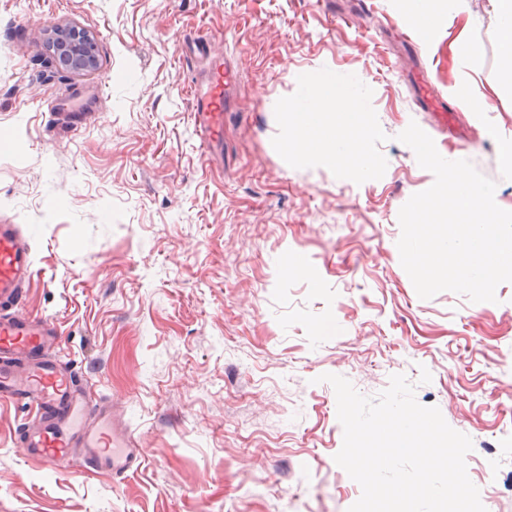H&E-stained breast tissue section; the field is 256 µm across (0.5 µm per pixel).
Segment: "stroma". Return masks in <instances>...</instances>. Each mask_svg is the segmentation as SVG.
<instances>
[{"label":"stroma","instance_id":"1","mask_svg":"<svg viewBox=\"0 0 512 512\" xmlns=\"http://www.w3.org/2000/svg\"><path fill=\"white\" fill-rule=\"evenodd\" d=\"M402 15L403 0H0V221L34 231L22 305L58 320L59 358L144 454L115 479L44 473L18 449L27 407L0 403V512H348L362 490L334 461L327 373L368 396L406 376L471 438L487 512H512V283L493 303L423 299L397 248L401 207L434 182L397 139L413 122L512 211L499 18L464 0L424 35ZM59 27L94 34L97 71L56 65ZM461 38L473 57L453 54ZM213 57L233 73L220 164L192 112ZM323 72L361 81L365 177L282 150L286 106ZM466 79L489 111L457 96Z\"/></svg>","mask_w":512,"mask_h":512}]
</instances>
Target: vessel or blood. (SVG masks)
<instances>
[{"instance_id": "1", "label": "vessel or blood", "mask_w": 512, "mask_h": 512, "mask_svg": "<svg viewBox=\"0 0 512 512\" xmlns=\"http://www.w3.org/2000/svg\"><path fill=\"white\" fill-rule=\"evenodd\" d=\"M224 79L222 65H215L206 89L194 94L193 119L207 157L224 150ZM33 274L25 226L0 222V399L26 402L35 414L19 437L20 449L48 473L68 464L79 472L124 475L141 464L143 450L131 432L116 426L110 404L45 359V351L61 348L62 331L51 318L22 309ZM23 359L28 371L15 376L11 364Z\"/></svg>"}]
</instances>
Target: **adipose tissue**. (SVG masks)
<instances>
[{
    "label": "adipose tissue",
    "instance_id": "1",
    "mask_svg": "<svg viewBox=\"0 0 512 512\" xmlns=\"http://www.w3.org/2000/svg\"><path fill=\"white\" fill-rule=\"evenodd\" d=\"M369 115L357 84H337L331 75L302 85L288 107L289 153L301 159L320 156L343 172L362 177L375 160L363 149Z\"/></svg>",
    "mask_w": 512,
    "mask_h": 512
}]
</instances>
